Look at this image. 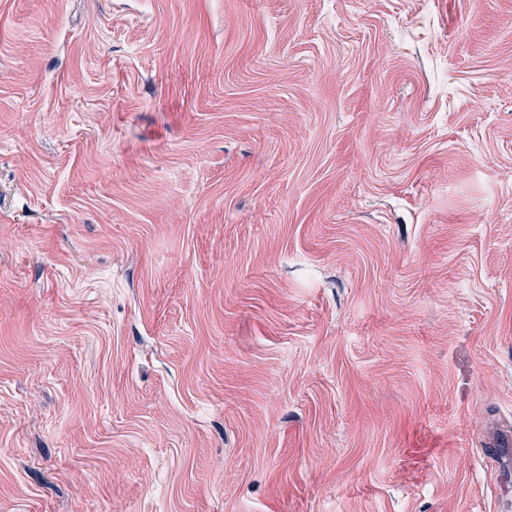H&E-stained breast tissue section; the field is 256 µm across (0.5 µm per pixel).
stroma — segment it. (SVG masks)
Listing matches in <instances>:
<instances>
[{"mask_svg": "<svg viewBox=\"0 0 512 512\" xmlns=\"http://www.w3.org/2000/svg\"><path fill=\"white\" fill-rule=\"evenodd\" d=\"M512 0H0V512H512Z\"/></svg>", "mask_w": 512, "mask_h": 512, "instance_id": "35a3bbf8", "label": "stroma"}]
</instances>
